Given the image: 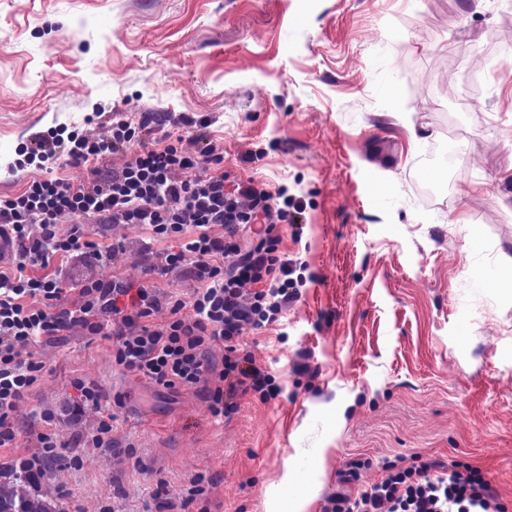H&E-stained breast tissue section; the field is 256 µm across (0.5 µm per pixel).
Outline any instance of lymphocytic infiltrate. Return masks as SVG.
Here are the masks:
<instances>
[{"label":"lymphocytic infiltrate","instance_id":"obj_1","mask_svg":"<svg viewBox=\"0 0 512 512\" xmlns=\"http://www.w3.org/2000/svg\"><path fill=\"white\" fill-rule=\"evenodd\" d=\"M154 118L131 119L119 112L107 138L81 135L68 149L79 168L121 152L136 131L149 130ZM223 151L208 145L202 153L174 145L143 149L118 171H96L87 184L60 180L33 182L22 194L0 199V234L17 247L13 271H0V447H11L17 431L13 413L37 383L43 366L24 357L26 346L79 327L92 336L112 339V358L124 369L167 389H209L214 416H226L240 396L261 398L280 392L274 376L238 355L236 341L250 329L277 321L297 296L301 278L294 261L276 256L270 232L274 221L296 225L300 204L277 208L272 194L252 183L226 191L223 174L201 177L200 161L221 164ZM67 214L84 221L142 224L155 237L173 241L165 266L181 269L197 283L190 300H182L144 282L119 278L78 286V298L62 305L56 278L32 275L55 257L80 252L112 261L120 244L98 250L85 240L82 224L66 238L55 226ZM250 244L241 247V231ZM167 311L157 325L153 317ZM223 346L224 360L214 366L208 353ZM333 512H505L488 481L462 473L457 466L423 462L389 470L356 497L337 496Z\"/></svg>","mask_w":512,"mask_h":512}]
</instances>
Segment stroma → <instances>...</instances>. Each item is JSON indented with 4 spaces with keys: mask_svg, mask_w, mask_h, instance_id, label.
Returning <instances> with one entry per match:
<instances>
[{
    "mask_svg": "<svg viewBox=\"0 0 512 512\" xmlns=\"http://www.w3.org/2000/svg\"><path fill=\"white\" fill-rule=\"evenodd\" d=\"M116 110L158 122L103 168L211 143L226 183L303 204L301 231L272 237L307 282L238 340L283 391L217 418L204 387L155 386L110 339L66 329L31 346L43 369L0 461L37 453L57 409L62 457L40 493L58 512H292L295 496L330 512L419 459L479 471L512 512V0H0V199L90 179L26 150L110 135ZM78 223L125 251L52 262L65 304L72 283L114 276L190 300L196 282L161 268L167 241L78 215L56 231ZM79 378L104 398L75 419ZM106 416L111 449L78 442Z\"/></svg>",
    "mask_w": 512,
    "mask_h": 512,
    "instance_id": "stroma-1",
    "label": "stroma"
}]
</instances>
